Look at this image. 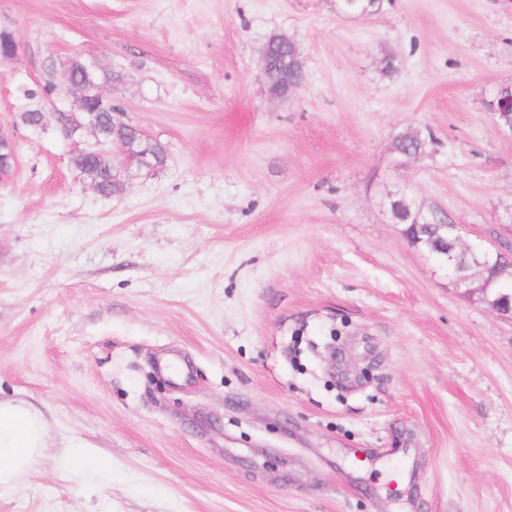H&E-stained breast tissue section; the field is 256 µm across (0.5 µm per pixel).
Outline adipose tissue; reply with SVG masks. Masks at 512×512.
<instances>
[{
	"instance_id": "adipose-tissue-1",
	"label": "adipose tissue",
	"mask_w": 512,
	"mask_h": 512,
	"mask_svg": "<svg viewBox=\"0 0 512 512\" xmlns=\"http://www.w3.org/2000/svg\"><path fill=\"white\" fill-rule=\"evenodd\" d=\"M43 446L39 415L25 406L0 403V486L33 469Z\"/></svg>"
}]
</instances>
